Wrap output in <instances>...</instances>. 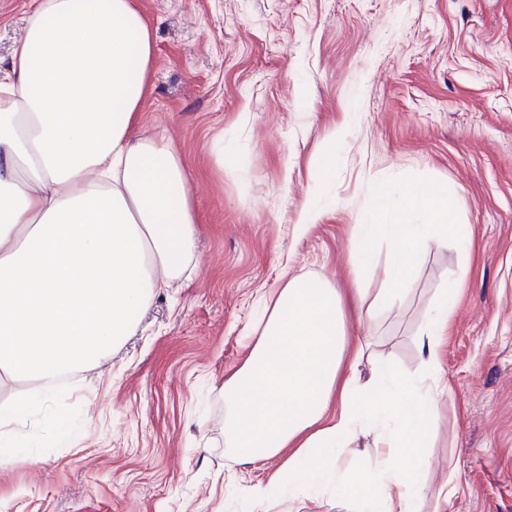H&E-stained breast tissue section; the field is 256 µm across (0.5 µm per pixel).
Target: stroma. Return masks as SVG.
I'll return each instance as SVG.
<instances>
[{"mask_svg": "<svg viewBox=\"0 0 512 512\" xmlns=\"http://www.w3.org/2000/svg\"><path fill=\"white\" fill-rule=\"evenodd\" d=\"M25 0H0V61ZM155 60L138 130L181 157L197 218L188 279L155 293L105 364L75 373L0 466V512H379L330 489L259 505L283 458L224 447V383L282 275L364 293L348 341L423 374L418 334L461 288L438 370L448 388L414 512H512V0H134ZM331 176L316 183L322 158ZM457 198L470 239L430 243L380 307L389 244L353 270L378 189Z\"/></svg>", "mask_w": 512, "mask_h": 512, "instance_id": "obj_1", "label": "stroma"}]
</instances>
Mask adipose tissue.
<instances>
[{
    "mask_svg": "<svg viewBox=\"0 0 512 512\" xmlns=\"http://www.w3.org/2000/svg\"><path fill=\"white\" fill-rule=\"evenodd\" d=\"M154 47L132 0H34L25 38L0 64V386L55 394L67 373L106 359L156 289L181 279L197 242L181 158L136 135ZM455 195L411 188L401 205L379 190L361 225L355 267L377 238L392 244L383 294L401 287L431 242L462 239ZM419 213L420 223L403 219ZM247 356L224 383V446L242 464L285 455L297 498L329 487L411 512L420 449L435 419L439 374L406 390L356 383L364 347L349 348L343 300L331 284L284 278L264 301ZM36 397L0 410V459L38 422ZM366 430L400 468L342 471Z\"/></svg>",
    "mask_w": 512,
    "mask_h": 512,
    "instance_id": "adipose-tissue-1",
    "label": "adipose tissue"
}]
</instances>
